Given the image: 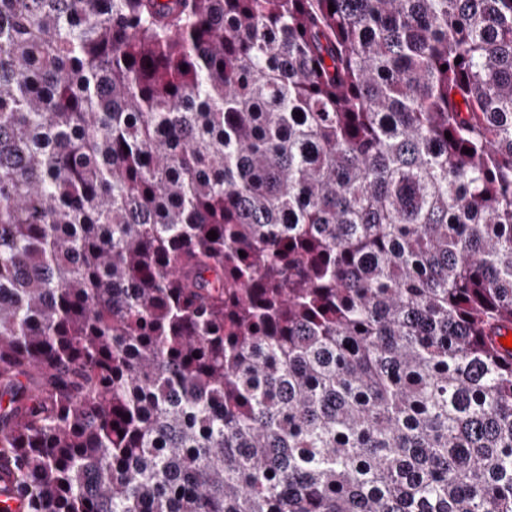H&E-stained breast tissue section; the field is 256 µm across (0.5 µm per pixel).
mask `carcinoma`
I'll return each instance as SVG.
<instances>
[{"label": "carcinoma", "instance_id": "1", "mask_svg": "<svg viewBox=\"0 0 512 512\" xmlns=\"http://www.w3.org/2000/svg\"><path fill=\"white\" fill-rule=\"evenodd\" d=\"M504 330L512 0H0L25 512H512Z\"/></svg>", "mask_w": 512, "mask_h": 512}]
</instances>
